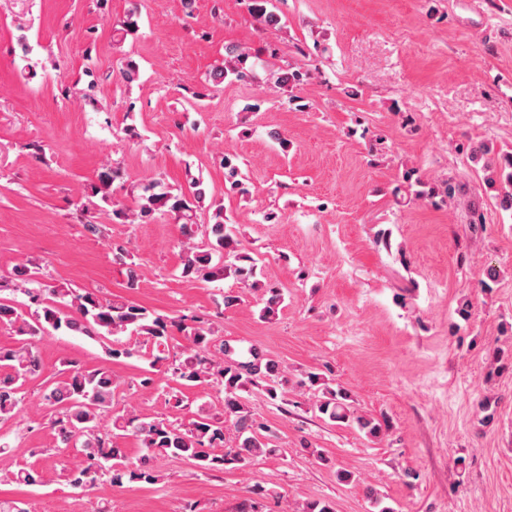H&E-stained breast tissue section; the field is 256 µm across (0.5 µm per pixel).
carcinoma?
<instances>
[{
	"mask_svg": "<svg viewBox=\"0 0 512 512\" xmlns=\"http://www.w3.org/2000/svg\"><path fill=\"white\" fill-rule=\"evenodd\" d=\"M126 19L116 29L119 35H128L138 30L140 14L139 0H128ZM255 20L264 28L282 26L283 0H250ZM227 59L215 67L209 81L222 84L224 81H241L248 76V56L238 47L226 48ZM307 73L287 69L277 76L278 84L291 93L289 100H296L292 92L300 87ZM237 157L224 154V169L232 188L240 193L245 175L236 163ZM486 166L505 176L506 188L499 198L500 206L512 210V153L506 152L487 160ZM119 172L113 167H104L98 173L95 193H108ZM207 196L206 185L200 178L192 180L187 193H177L158 181L141 187L136 198L137 216L149 218L156 213H168L181 224L182 235L192 240L198 231L196 212ZM214 223L204 228L208 243L199 248H188L182 261L181 277L212 281L227 275L257 287V275L261 273L259 260L247 253L239 252L240 240L236 228L224 222V211L219 208L213 215ZM114 257L127 266L128 286L135 288L140 281L138 266L129 260V254L120 246ZM40 267L25 264L14 272L16 279L28 285L24 289L37 308L24 312L13 302L0 299V326H8L21 336L18 345L0 347V420L15 417L21 402V393L27 379L41 372V362L32 349V339L47 332L83 335L96 338H112V358H131L136 351L127 347L118 338L122 333L144 336L151 341L155 353L151 354L149 366L153 367L170 359L167 318L129 300H105L93 292L78 293L70 288H59L39 281ZM267 298L262 309L264 317L274 315L283 302L282 293L276 288L266 289ZM187 343L186 357L172 363L173 374L180 384L187 387L214 385L224 394V414L216 416L201 408L191 426L182 430L170 422L144 417L135 411L113 410L115 384L111 371L100 366L88 370L71 361L65 362L62 379L47 387L43 400L53 411L49 423L55 432L56 449L67 451L80 449L86 465L67 471L69 486L88 491L103 478L114 484H154L158 475L153 461L158 456H168L187 461L199 471L207 473L222 470L231 464H254L278 455L275 433L259 422L246 405L241 392L259 382L267 383L271 398L277 397L276 379L281 373L279 363L265 358L255 347L248 349L245 360L233 358L235 349L226 344L223 356L207 355L215 336L212 324L199 319L190 324H181ZM310 385H322L321 396L315 403L317 411L329 420L355 423L372 438L383 434L381 423L357 415L347 403L348 395L342 388L335 389L322 381L317 373H308ZM111 416V429H102V420ZM235 428L236 441L231 448L224 447V422ZM126 434L136 436L142 445V455L137 462L127 458L126 450L119 447L118 439ZM12 483L25 486L39 484L36 472L26 467L6 476Z\"/></svg>",
	"mask_w": 512,
	"mask_h": 512,
	"instance_id": "obj_1",
	"label": "carcinoma"
}]
</instances>
